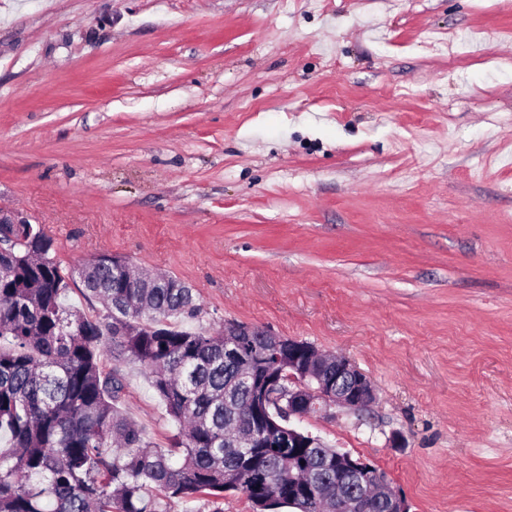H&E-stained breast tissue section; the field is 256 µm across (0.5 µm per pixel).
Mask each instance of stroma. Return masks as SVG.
<instances>
[{
  "label": "stroma",
  "mask_w": 512,
  "mask_h": 512,
  "mask_svg": "<svg viewBox=\"0 0 512 512\" xmlns=\"http://www.w3.org/2000/svg\"><path fill=\"white\" fill-rule=\"evenodd\" d=\"M0 206L349 359L296 425L410 512H512V0H0Z\"/></svg>",
  "instance_id": "1"
}]
</instances>
